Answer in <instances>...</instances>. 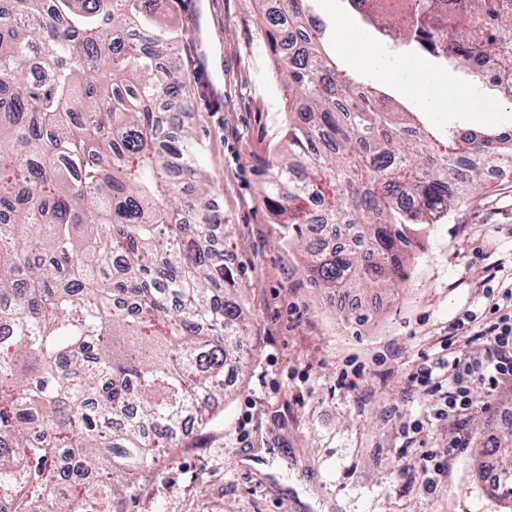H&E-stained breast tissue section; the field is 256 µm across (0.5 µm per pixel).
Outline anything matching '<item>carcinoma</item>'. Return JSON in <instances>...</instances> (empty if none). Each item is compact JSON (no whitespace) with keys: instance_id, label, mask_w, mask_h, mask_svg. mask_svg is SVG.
<instances>
[{"instance_id":"1","label":"carcinoma","mask_w":512,"mask_h":512,"mask_svg":"<svg viewBox=\"0 0 512 512\" xmlns=\"http://www.w3.org/2000/svg\"><path fill=\"white\" fill-rule=\"evenodd\" d=\"M166 0H8L0 13V512H112L114 487L228 392L248 319L212 227ZM288 81V152L266 161L272 223L307 253L310 282L352 293L407 280L432 224L512 167V133L440 139L347 76L325 50L315 0H259ZM446 0H414L402 42L481 83L512 54V0H468L486 32L429 25ZM488 492L512 503L503 457Z\"/></svg>"}]
</instances>
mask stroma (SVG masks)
Returning a JSON list of instances; mask_svg holds the SVG:
<instances>
[{"mask_svg":"<svg viewBox=\"0 0 512 512\" xmlns=\"http://www.w3.org/2000/svg\"><path fill=\"white\" fill-rule=\"evenodd\" d=\"M209 185L224 209L213 236L234 269L250 330L230 395L206 426L178 433L177 448L133 475L112 512H507L478 475L482 442L505 434L512 386L473 390L467 447L449 457L437 487H424L423 454L457 436L437 416L441 393L412 385L437 360L455 321L482 309L485 289L512 273V170L484 181L408 263L409 281L364 291L373 309L347 323L337 293L314 287L305 254L288 245L262 203L265 162L286 149L288 86L257 23L255 0H170ZM401 58L448 80L452 106L426 115L435 133L512 127V104L484 112L474 82L404 49ZM265 459V469L254 467Z\"/></svg>","mask_w":512,"mask_h":512,"instance_id":"35a3bbf8","label":"stroma"}]
</instances>
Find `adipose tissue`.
<instances>
[{
  "label": "adipose tissue",
  "instance_id": "adipose-tissue-1",
  "mask_svg": "<svg viewBox=\"0 0 512 512\" xmlns=\"http://www.w3.org/2000/svg\"><path fill=\"white\" fill-rule=\"evenodd\" d=\"M336 51L352 57L358 68L366 69L387 82L401 83L404 91L422 107L440 108L446 96L443 80L414 72L384 46L373 44L366 31L352 29L345 16L336 18Z\"/></svg>",
  "mask_w": 512,
  "mask_h": 512
}]
</instances>
